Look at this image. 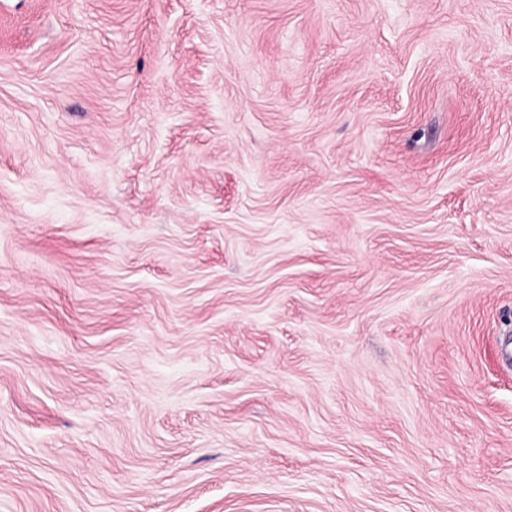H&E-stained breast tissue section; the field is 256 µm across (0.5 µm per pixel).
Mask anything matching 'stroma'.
<instances>
[{"instance_id": "1", "label": "stroma", "mask_w": 512, "mask_h": 512, "mask_svg": "<svg viewBox=\"0 0 512 512\" xmlns=\"http://www.w3.org/2000/svg\"><path fill=\"white\" fill-rule=\"evenodd\" d=\"M512 0H0V512H512Z\"/></svg>"}]
</instances>
